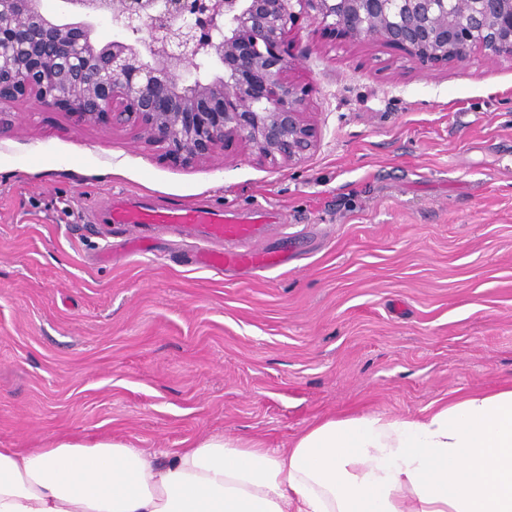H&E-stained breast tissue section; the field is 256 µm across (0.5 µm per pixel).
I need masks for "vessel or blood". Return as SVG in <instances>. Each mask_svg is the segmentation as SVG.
<instances>
[{
    "label": "vessel or blood",
    "mask_w": 512,
    "mask_h": 512,
    "mask_svg": "<svg viewBox=\"0 0 512 512\" xmlns=\"http://www.w3.org/2000/svg\"><path fill=\"white\" fill-rule=\"evenodd\" d=\"M108 219L132 233L151 225L197 239L192 263L217 274L231 269L272 271L289 261L287 252L262 247L268 225L252 218L225 216L223 209L211 205L157 208L120 203L110 208Z\"/></svg>",
    "instance_id": "1"
}]
</instances>
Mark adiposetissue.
Instances as JSON below:
<instances>
[{
  "mask_svg": "<svg viewBox=\"0 0 512 512\" xmlns=\"http://www.w3.org/2000/svg\"><path fill=\"white\" fill-rule=\"evenodd\" d=\"M0 512H512V384L420 417L328 416L291 447L210 434L0 448Z\"/></svg>",
  "mask_w": 512,
  "mask_h": 512,
  "instance_id": "1",
  "label": "adipose tissue"
}]
</instances>
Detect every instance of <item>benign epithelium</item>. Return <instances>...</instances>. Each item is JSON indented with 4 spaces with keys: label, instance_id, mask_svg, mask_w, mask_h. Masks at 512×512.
Segmentation results:
<instances>
[{
    "label": "benign epithelium",
    "instance_id": "7a95c632",
    "mask_svg": "<svg viewBox=\"0 0 512 512\" xmlns=\"http://www.w3.org/2000/svg\"><path fill=\"white\" fill-rule=\"evenodd\" d=\"M0 0V107L33 97L84 124L134 129L182 165L228 141L259 161L314 150L286 41L303 13L351 43L384 42L424 72L481 51L512 59V0ZM106 20L119 38L95 39Z\"/></svg>",
    "mask_w": 512,
    "mask_h": 512
}]
</instances>
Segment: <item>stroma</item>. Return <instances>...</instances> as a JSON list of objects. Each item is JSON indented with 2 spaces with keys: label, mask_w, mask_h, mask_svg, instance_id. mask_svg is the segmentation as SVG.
I'll return each instance as SVG.
<instances>
[{
  "label": "stroma",
  "mask_w": 512,
  "mask_h": 512,
  "mask_svg": "<svg viewBox=\"0 0 512 512\" xmlns=\"http://www.w3.org/2000/svg\"><path fill=\"white\" fill-rule=\"evenodd\" d=\"M290 55L319 139L289 166L242 145L178 165L126 128L0 109V448H285L512 382V60L426 75L305 16ZM119 201L269 210L288 266L217 275L171 232L126 252Z\"/></svg>",
  "instance_id": "stroma-1"
}]
</instances>
